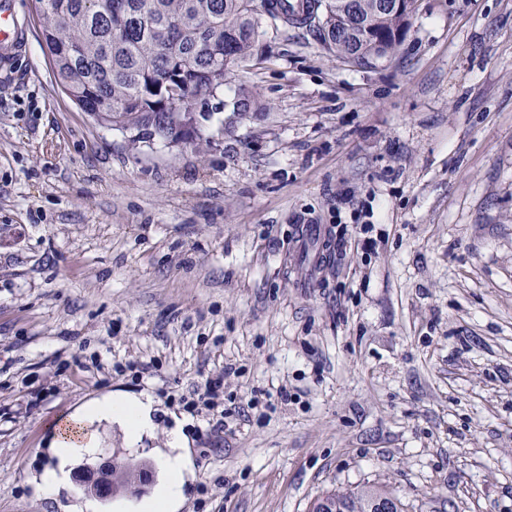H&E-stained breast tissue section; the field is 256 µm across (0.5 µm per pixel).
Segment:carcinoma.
I'll list each match as a JSON object with an SVG mask.
<instances>
[{"mask_svg":"<svg viewBox=\"0 0 512 512\" xmlns=\"http://www.w3.org/2000/svg\"><path fill=\"white\" fill-rule=\"evenodd\" d=\"M41 38L56 83L102 124L136 130L149 139L192 143L202 122L216 111L213 100L224 89L234 64L257 62L259 16L273 27L312 26L323 45L346 61L347 54L371 55L394 23L384 14L363 12V26L336 35L338 0H33ZM179 82L200 107L173 110L164 99ZM145 462L120 466L113 485H128ZM336 512H371L389 493L360 488L325 495Z\"/></svg>","mask_w":512,"mask_h":512,"instance_id":"carcinoma-1","label":"carcinoma"}]
</instances>
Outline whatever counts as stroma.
Returning <instances> with one entry per match:
<instances>
[{
  "label": "stroma",
  "mask_w": 512,
  "mask_h": 512,
  "mask_svg": "<svg viewBox=\"0 0 512 512\" xmlns=\"http://www.w3.org/2000/svg\"><path fill=\"white\" fill-rule=\"evenodd\" d=\"M17 2L29 46L0 70V512H137L178 426V512H309L363 486L403 512H512V0H417L378 69L312 29L267 32L220 93L267 111L214 113L196 147L81 111ZM346 195L371 201L377 252L337 251ZM227 364L212 410L187 409ZM141 393V444L103 421L96 454L72 461L148 460L140 495L37 494L57 420Z\"/></svg>",
  "instance_id": "stroma-1"
}]
</instances>
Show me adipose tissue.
<instances>
[{
  "instance_id": "obj_1",
  "label": "adipose tissue",
  "mask_w": 512,
  "mask_h": 512,
  "mask_svg": "<svg viewBox=\"0 0 512 512\" xmlns=\"http://www.w3.org/2000/svg\"><path fill=\"white\" fill-rule=\"evenodd\" d=\"M153 412L154 402L146 394L105 398L87 403L75 417V423L81 432L80 438L71 442L59 438L52 442V453L57 463L44 470L36 485L37 493L47 497L56 494L68 481L67 467L72 455L96 449L95 434L91 430L95 422L107 420L117 423L129 443L136 444L153 429ZM163 466L166 479L156 496L146 503L147 512H174L184 497V471L187 464L183 456L167 458Z\"/></svg>"
}]
</instances>
